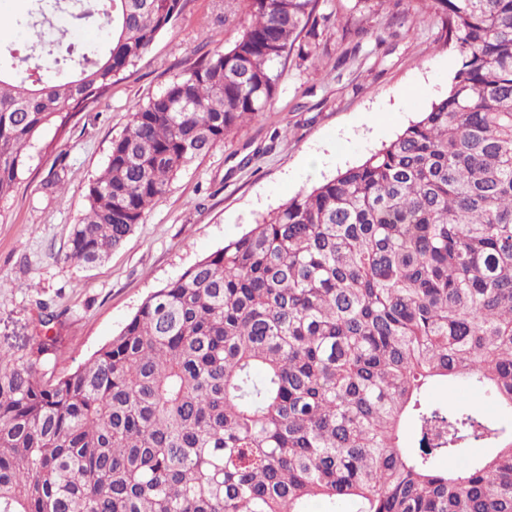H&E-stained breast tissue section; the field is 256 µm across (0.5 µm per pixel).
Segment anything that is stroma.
Returning a JSON list of instances; mask_svg holds the SVG:
<instances>
[{
    "label": "stroma",
    "mask_w": 512,
    "mask_h": 512,
    "mask_svg": "<svg viewBox=\"0 0 512 512\" xmlns=\"http://www.w3.org/2000/svg\"><path fill=\"white\" fill-rule=\"evenodd\" d=\"M318 0L329 15L315 59L290 57L271 108L183 170L126 241L95 265L64 261L89 183L138 104L198 59L230 45L242 0H189L147 57L108 94L44 127L11 195L0 201V349L22 356L56 316L55 371H75L118 334L144 300L239 238L298 192L362 163L442 98L459 68L426 0ZM37 0H0V47L36 42ZM420 85V95L405 96Z\"/></svg>",
    "instance_id": "obj_1"
}]
</instances>
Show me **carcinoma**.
Wrapping results in <instances>:
<instances>
[{
	"label": "carcinoma",
	"instance_id": "obj_1",
	"mask_svg": "<svg viewBox=\"0 0 512 512\" xmlns=\"http://www.w3.org/2000/svg\"><path fill=\"white\" fill-rule=\"evenodd\" d=\"M81 10L111 47L72 80L0 69V200L38 133L134 69L188 0ZM233 44L132 112L64 260L91 265L179 172L316 56L317 0H245ZM459 56L446 96L363 163L280 205L151 294L75 371L60 338L0 351V512H512V429L424 399L435 380L512 415V0H431ZM413 432L407 438V432ZM491 453L463 469L441 461Z\"/></svg>",
	"mask_w": 512,
	"mask_h": 512
}]
</instances>
